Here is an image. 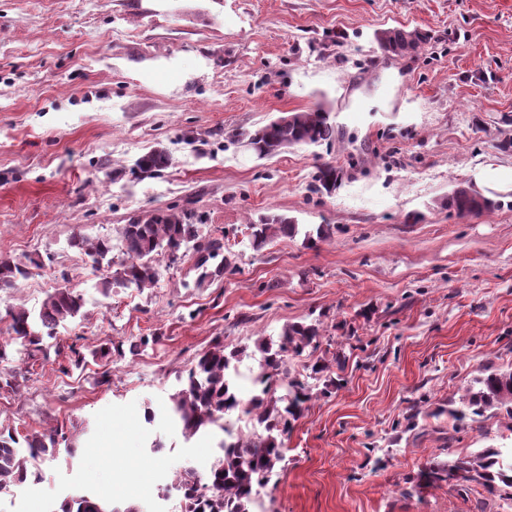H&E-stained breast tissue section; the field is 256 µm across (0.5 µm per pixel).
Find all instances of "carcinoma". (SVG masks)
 I'll list each match as a JSON object with an SVG mask.
<instances>
[{
  "label": "carcinoma",
  "instance_id": "carcinoma-1",
  "mask_svg": "<svg viewBox=\"0 0 512 512\" xmlns=\"http://www.w3.org/2000/svg\"><path fill=\"white\" fill-rule=\"evenodd\" d=\"M430 39L428 32L414 28H390L376 33L381 49L394 56L416 51ZM336 122L331 113L322 108L289 112L255 129L233 131L229 138L235 145L248 143L253 157L270 159L282 149L297 145L329 144L336 139ZM169 152L160 147L150 149L135 160L137 172L156 177L168 167ZM341 179L336 166L318 167L317 190L330 192ZM499 202L474 188L457 187L448 196V208L465 216L489 212ZM253 248L259 250L273 239L294 237L301 233L299 225L286 216L268 214L256 224L249 225ZM304 240L315 245L327 240L329 229L320 225L306 230ZM70 247L78 250L102 271L100 285L103 292L113 287L143 290L155 285L160 277V257L177 259L181 250L197 254L196 268L200 279L219 275L230 266L229 261L210 271L207 262L224 250L218 239L199 242L198 227L191 215L172 207L157 211L145 219L137 218L123 225L119 244L109 236L77 234L70 239ZM120 249L125 259L114 264L109 255ZM40 268L42 262L33 258L27 262L11 257H0V289L17 286L28 277L30 267ZM84 295L67 287L54 289L36 312L25 308L9 311L10 335L0 341V362L10 359L37 361L50 359V353L60 354L61 345L51 344L58 329L66 321L84 314ZM322 334L316 324L295 322L285 326L279 340L259 343L261 359L258 371L251 377L252 384L262 386L261 394L244 399L237 382L242 351H226L224 343L216 342L201 353L188 370L181 387L169 398L167 415L181 426L185 439L191 440L201 433L220 430L224 437L218 442L222 453L206 475L185 468L174 475V485L181 491L183 512H253L257 488L262 487L283 461L282 442L278 437L288 433L313 398L308 383L288 377V356H300L306 350L320 347ZM283 380L285 391L276 395L273 383ZM489 410L496 411L506 420L512 432V369L486 368L476 379V386L465 389L459 398V407L448 410L456 425L476 420ZM256 421L264 426V433L232 434L224 425L226 416ZM69 441L63 427L45 431H28L17 435L14 431L0 430V493L24 483L39 472L31 470L32 461L56 452L59 445ZM476 481L494 495L512 488V463L502 459L500 447L484 448L467 455H448L444 460H432L418 473L417 486H435L441 482ZM58 512H116L108 502L93 495L80 494L64 501Z\"/></svg>",
  "mask_w": 512,
  "mask_h": 512
}]
</instances>
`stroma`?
<instances>
[{
  "label": "stroma",
  "mask_w": 512,
  "mask_h": 512,
  "mask_svg": "<svg viewBox=\"0 0 512 512\" xmlns=\"http://www.w3.org/2000/svg\"><path fill=\"white\" fill-rule=\"evenodd\" d=\"M422 28L417 52L391 57L375 34ZM324 108L336 142L272 159L228 139L286 112ZM199 140L186 144V136ZM512 0H0V255L40 259L9 310H38L54 287L83 293L59 329L85 353L29 362L19 392L0 390V429L79 426L75 449L43 460L39 481L0 496L56 504L118 485L111 505L182 512L171 482L191 451L160 411L179 375L216 339L246 348L317 321L321 351L344 349L341 387L315 395L282 439L283 468L262 512H512L478 483L417 488L433 458L502 444L487 415L456 431L445 410L487 367L512 368ZM161 146L160 176L133 162ZM342 172L316 189L319 165ZM460 185L499 193L492 212L459 217ZM175 206L201 240L228 237L231 271L199 280L195 255L161 267L155 287L97 290L68 245L117 236L131 217ZM281 213L331 236L311 248L280 237L254 249L248 224ZM151 338L127 351L129 341ZM123 344L110 363L91 357ZM111 381L98 384L102 371ZM157 417L144 422L145 409ZM124 434L101 447L106 430Z\"/></svg>",
  "instance_id": "35a3bbf8"
}]
</instances>
